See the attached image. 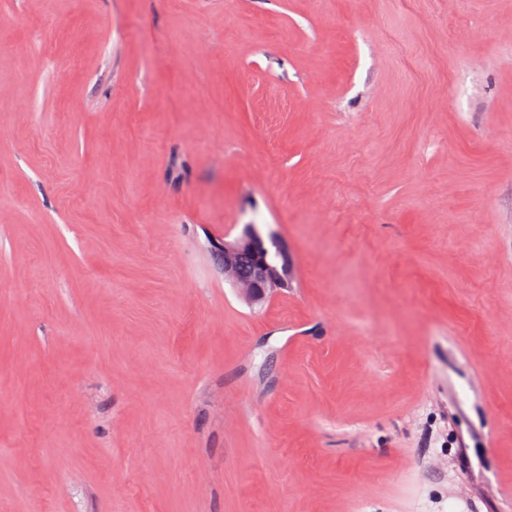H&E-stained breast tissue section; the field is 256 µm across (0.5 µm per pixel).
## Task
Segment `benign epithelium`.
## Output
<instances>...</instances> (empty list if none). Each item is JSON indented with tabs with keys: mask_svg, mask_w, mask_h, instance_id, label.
I'll return each instance as SVG.
<instances>
[{
	"mask_svg": "<svg viewBox=\"0 0 512 512\" xmlns=\"http://www.w3.org/2000/svg\"><path fill=\"white\" fill-rule=\"evenodd\" d=\"M253 246V235L250 228H245L243 233L232 241H224L218 247L223 256L221 270L224 280L236 288L239 296L249 305H257L265 299L274 296L287 284L291 278L292 262L289 257H284L281 266L268 264L264 258H259V275L257 280L241 282L237 278L235 258L239 251Z\"/></svg>",
	"mask_w": 512,
	"mask_h": 512,
	"instance_id": "1",
	"label": "benign epithelium"
}]
</instances>
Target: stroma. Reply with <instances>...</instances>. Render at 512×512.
I'll return each instance as SVG.
<instances>
[{"instance_id":"35a3bbf8","label":"stroma","mask_w":512,"mask_h":512,"mask_svg":"<svg viewBox=\"0 0 512 512\" xmlns=\"http://www.w3.org/2000/svg\"><path fill=\"white\" fill-rule=\"evenodd\" d=\"M0 512H512V0H0ZM253 246V235L251 229L246 227L238 237L232 241L224 239V244L218 247L223 256L221 270L224 273V280L231 283L236 288L239 296L249 305H257L263 302L266 297H272L277 294L287 284L291 278L292 262L288 253L279 248L284 254V262L281 266H274L269 259V251L264 246L262 240L257 236L255 249L243 253L238 260V273L241 279L251 280L255 278L258 266V252L265 255V258H259V275L257 280L251 282H241L237 278L235 258L239 251Z\"/></svg>"}]
</instances>
